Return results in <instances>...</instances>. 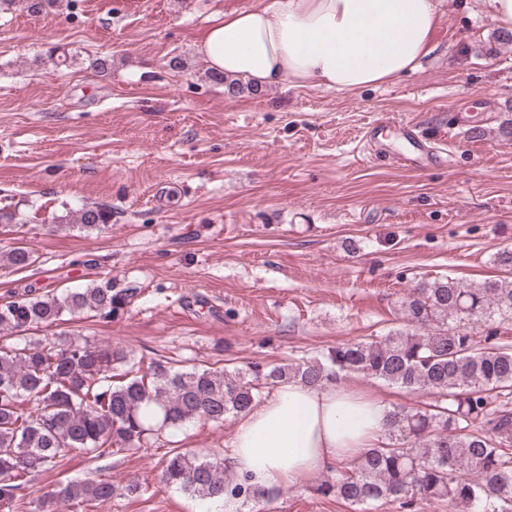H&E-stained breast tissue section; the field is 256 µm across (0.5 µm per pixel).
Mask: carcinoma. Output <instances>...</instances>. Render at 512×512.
Listing matches in <instances>:
<instances>
[{
	"mask_svg": "<svg viewBox=\"0 0 512 512\" xmlns=\"http://www.w3.org/2000/svg\"><path fill=\"white\" fill-rule=\"evenodd\" d=\"M110 220L99 206L72 214L84 229ZM0 260L17 269L35 263L24 248ZM135 292L92 283L58 294L35 281L0 303V504L24 508L25 485L73 453L98 458L138 450L165 429L243 416L288 380L325 386L362 375L433 400L390 410L382 440L337 463L314 485L317 495L354 512H512V345L477 331L512 322L511 281L423 279L400 301L404 327L244 371L176 368L164 360L144 368L129 364L120 348L79 341L5 344L10 334L65 314L110 316ZM26 398L36 401L35 410L24 411ZM162 481L206 501L256 503L268 495L248 477L227 474L222 460L176 449L165 454ZM120 496L111 479L87 477L59 483L39 499L38 510L55 512L64 501L74 512H98Z\"/></svg>",
	"mask_w": 512,
	"mask_h": 512,
	"instance_id": "carcinoma-1",
	"label": "carcinoma"
}]
</instances>
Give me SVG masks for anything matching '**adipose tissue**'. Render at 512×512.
Here are the masks:
<instances>
[{
    "mask_svg": "<svg viewBox=\"0 0 512 512\" xmlns=\"http://www.w3.org/2000/svg\"><path fill=\"white\" fill-rule=\"evenodd\" d=\"M449 8L450 0H263L226 14L198 52L209 69L259 88L355 93L414 70ZM388 414L343 381L281 384L237 423L234 467L260 487L300 484L377 442Z\"/></svg>",
    "mask_w": 512,
    "mask_h": 512,
    "instance_id": "obj_1",
    "label": "adipose tissue"
}]
</instances>
